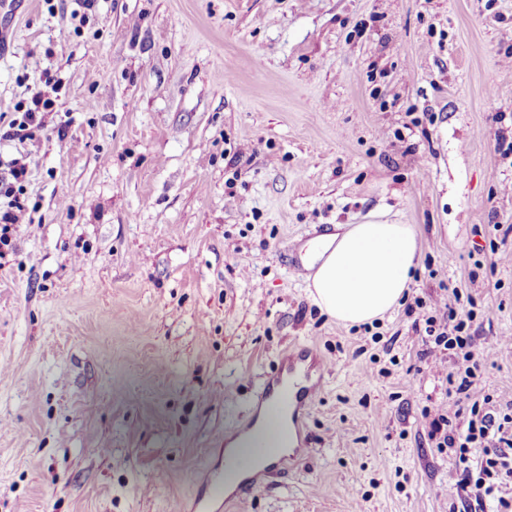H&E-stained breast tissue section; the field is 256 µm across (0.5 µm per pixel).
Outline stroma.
<instances>
[{
	"label": "stroma",
	"mask_w": 512,
	"mask_h": 512,
	"mask_svg": "<svg viewBox=\"0 0 512 512\" xmlns=\"http://www.w3.org/2000/svg\"><path fill=\"white\" fill-rule=\"evenodd\" d=\"M0 28V113L59 86L39 147L0 139V179L28 167L0 512H192L297 342L328 361L311 453L229 512H463L427 437L454 359L399 307L336 322L292 266L336 225H412L410 296L471 295L477 386L512 404V0H25Z\"/></svg>",
	"instance_id": "1"
}]
</instances>
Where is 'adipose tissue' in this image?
<instances>
[{
  "instance_id": "ef3b65f1",
  "label": "adipose tissue",
  "mask_w": 512,
  "mask_h": 512,
  "mask_svg": "<svg viewBox=\"0 0 512 512\" xmlns=\"http://www.w3.org/2000/svg\"><path fill=\"white\" fill-rule=\"evenodd\" d=\"M420 261L417 234L409 224H346L313 238L305 254L307 290L314 304L346 325L373 322L404 298L410 273ZM256 431L227 434L224 441L225 493L256 473L262 460L250 459Z\"/></svg>"
}]
</instances>
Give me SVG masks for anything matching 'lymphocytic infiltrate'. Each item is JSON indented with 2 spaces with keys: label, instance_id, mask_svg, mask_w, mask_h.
<instances>
[{
  "label": "lymphocytic infiltrate",
  "instance_id": "lymphocytic-infiltrate-1",
  "mask_svg": "<svg viewBox=\"0 0 512 512\" xmlns=\"http://www.w3.org/2000/svg\"><path fill=\"white\" fill-rule=\"evenodd\" d=\"M460 299L458 288L452 286L442 298L429 303L418 297L404 308L426 355L456 359L457 370L448 377V397L465 423L459 427L452 416L436 414L429 422L428 438L438 450L452 454L449 478L474 503L473 512H485L491 500L495 512H512V407H496L474 386L487 358L472 350L467 321L458 314Z\"/></svg>",
  "mask_w": 512,
  "mask_h": 512
}]
</instances>
